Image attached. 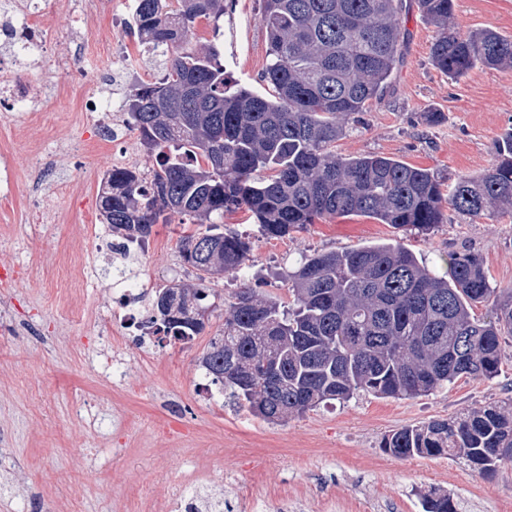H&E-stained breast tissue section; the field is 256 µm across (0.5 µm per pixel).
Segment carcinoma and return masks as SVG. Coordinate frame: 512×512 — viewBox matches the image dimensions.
I'll list each match as a JSON object with an SVG mask.
<instances>
[{
    "label": "carcinoma",
    "mask_w": 512,
    "mask_h": 512,
    "mask_svg": "<svg viewBox=\"0 0 512 512\" xmlns=\"http://www.w3.org/2000/svg\"><path fill=\"white\" fill-rule=\"evenodd\" d=\"M405 0H262L268 40L261 94L224 74L219 37L224 0H134L128 29L162 50L165 73L125 95L130 127L155 158L151 184L135 168L101 179V215L112 234L145 241L154 225L179 215L206 229L182 239L181 257L208 278L198 240L220 248L224 271L245 275V237L215 232V220L243 210L267 238H284L318 220L363 216L398 230L428 232L445 208L469 218L512 211V127L494 143L496 161L445 184L438 173L376 153L333 150L359 115L389 87L403 56ZM437 28L430 56L452 79L476 67L512 69V39L494 30L460 35L454 0H417ZM214 41L193 42L197 24ZM446 274L422 265L403 244L382 243L302 257L284 277L289 300L243 288L225 305L224 331L200 366L256 417L288 419L365 392L426 396L461 376L498 375L502 338L512 336V295L499 299L474 251L445 259ZM208 296L178 282L155 291L154 333L191 341L205 329ZM494 301L489 320L474 307ZM394 457H457L493 476L512 461V401L434 418L384 435ZM426 512H456L446 493Z\"/></svg>",
    "instance_id": "1"
}]
</instances>
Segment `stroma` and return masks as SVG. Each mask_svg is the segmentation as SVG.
Returning a JSON list of instances; mask_svg holds the SVG:
<instances>
[{"label":"stroma","instance_id":"obj_1","mask_svg":"<svg viewBox=\"0 0 512 512\" xmlns=\"http://www.w3.org/2000/svg\"><path fill=\"white\" fill-rule=\"evenodd\" d=\"M56 55L20 57L14 74L30 75L44 99L34 124L19 111L0 126V168L13 174L18 199L33 187L52 194L55 220L26 222L0 210V512H151L196 468L213 477L206 495L250 512L252 499L287 488L298 512H322L325 499L356 504V512H425L428 492L451 494L466 512H512V464L488 478L464 459H400L379 447L389 431L451 418L512 398V337L503 342L499 374L490 381L461 378L416 398L359 395L324 405L282 424L253 416L230 390L212 383L199 364L209 339L224 328L225 303L242 285L287 298L284 275L302 255L400 241L436 273L452 253L474 251L492 287L512 289V214L469 219L446 210L429 233L399 231L348 216L320 221L288 237L262 236L247 213L225 215L222 227L248 238L247 278L226 273L208 282L209 320L192 342H139L114 314L115 299L137 283L156 289L195 282L180 256L192 224L155 225L148 253L129 258L104 246L113 234L99 208L100 182L111 169L112 147L83 123L75 63L88 49L71 31L72 0H50ZM224 67L232 77L266 91L267 36L259 0H226ZM404 61L390 90L337 142L342 155L379 153L439 173L447 182L476 175L494 161V143L512 126V70L476 68L461 79L437 70L430 48L437 30L408 5ZM461 34L491 28L512 37V0H455ZM71 59L63 68L59 58ZM160 70L146 59L139 75L102 67L93 93L122 97ZM427 112L441 113L434 125ZM80 141L73 155L62 149ZM59 153L53 178L39 181L33 149ZM121 350L120 377L110 362Z\"/></svg>","mask_w":512,"mask_h":512}]
</instances>
